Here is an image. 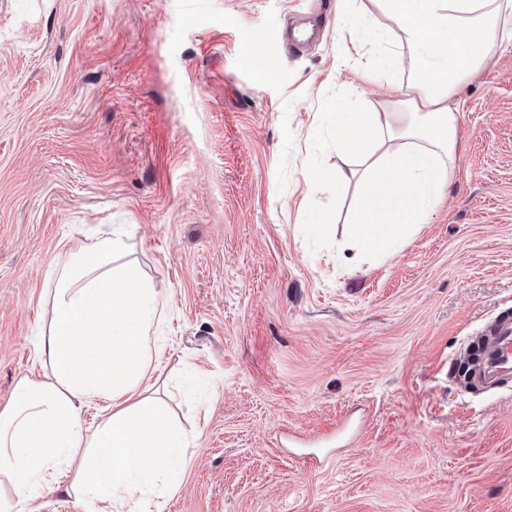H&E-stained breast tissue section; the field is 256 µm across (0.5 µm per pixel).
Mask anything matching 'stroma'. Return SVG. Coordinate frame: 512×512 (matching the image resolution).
Returning a JSON list of instances; mask_svg holds the SVG:
<instances>
[{
    "label": "stroma",
    "mask_w": 512,
    "mask_h": 512,
    "mask_svg": "<svg viewBox=\"0 0 512 512\" xmlns=\"http://www.w3.org/2000/svg\"><path fill=\"white\" fill-rule=\"evenodd\" d=\"M322 2L293 50L306 0H0V406L48 371L50 264L123 224L167 302L144 384L194 437L146 512H512V378L457 375L512 314V42L454 97L447 198L348 265L358 185L302 163L354 168L327 107L380 109L361 65L400 32L378 0ZM57 479L29 512H102ZM349 176L341 171L334 173L326 172L313 165H306L304 170V181L306 184H317L325 188L328 192L335 191L339 183L348 180Z\"/></svg>",
    "instance_id": "1"
}]
</instances>
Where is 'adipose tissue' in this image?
Returning <instances> with one entry per match:
<instances>
[{"mask_svg":"<svg viewBox=\"0 0 512 512\" xmlns=\"http://www.w3.org/2000/svg\"><path fill=\"white\" fill-rule=\"evenodd\" d=\"M380 2L402 38L399 47L379 48L363 77L406 65L411 90L391 95L382 112L334 107L336 148L359 166L357 208L340 249L383 261L448 191L458 131L453 97L503 38L512 0ZM47 276L54 289L42 353L50 372L23 382L0 407V475L17 497L0 501V512H23L63 466L76 467L79 490L111 512H136L158 480L178 483L190 447L161 400L142 391L163 299L114 230L60 256ZM102 398L113 413L86 432L81 411Z\"/></svg>","mask_w":512,"mask_h":512,"instance_id":"obj_1","label":"adipose tissue"}]
</instances>
